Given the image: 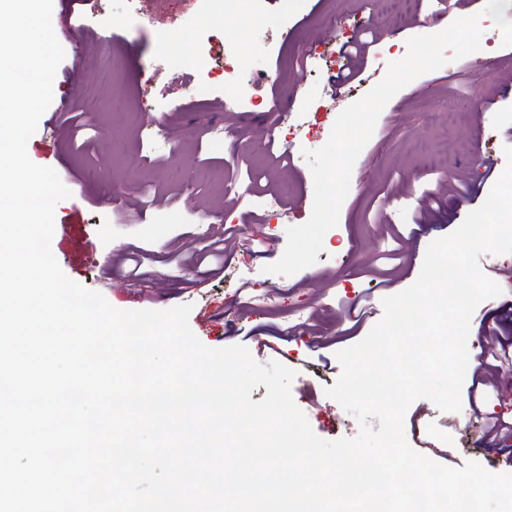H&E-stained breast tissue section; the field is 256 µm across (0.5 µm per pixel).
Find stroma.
<instances>
[{"instance_id":"1","label":"stroma","mask_w":512,"mask_h":512,"mask_svg":"<svg viewBox=\"0 0 512 512\" xmlns=\"http://www.w3.org/2000/svg\"><path fill=\"white\" fill-rule=\"evenodd\" d=\"M437 0H261L224 18L220 0H89L83 27H74L75 0H57L52 27L65 57L53 82V100L27 142L36 164L56 170L71 192L58 203L52 252L64 274L101 293L121 310H164L191 304L189 325L211 348L246 346L262 364L296 370L295 403L323 439L353 438L357 420L325 394L341 374L338 350L361 340L380 321L381 300L418 278L401 266L394 288L370 268L396 248L411 252L455 231L481 199L462 201L448 190L473 184L491 189L487 165L506 166L512 147V77L506 48L491 42L496 25L482 16L481 49L424 74L400 90L382 111L359 155L338 223L324 236L314 265L291 276L263 273L282 256L288 227L305 223L313 206V180L304 150L328 141L338 114L381 80L389 62L407 52L409 37L441 31L432 21ZM118 33L102 44V25ZM373 33L358 60L359 81L343 94L326 77L343 67L339 48L355 29ZM238 35L225 44V31ZM239 60V75L261 107L221 112L224 55ZM483 65L482 95L468 96L473 64ZM114 82H101L104 72ZM292 102L293 118L280 126L292 151L288 166L273 161L262 141V106ZM81 104L95 130L79 150L61 116ZM178 157H170L172 144ZM251 182L229 197L227 179ZM125 187L127 207L112 209L113 185ZM301 201L290 212V201ZM219 215L215 233L232 227L240 246L223 257L221 275L210 263H179L173 252L198 240V224ZM274 243L262 253L258 242ZM142 261L131 275L132 254ZM365 309L362 323L349 306ZM512 329V288L475 309L469 341L495 350ZM478 398L462 393L456 426L429 399L415 400L404 426L418 453L451 468L480 463L512 473L501 442L478 444L472 433L483 418L512 422V363L489 376Z\"/></svg>"}]
</instances>
